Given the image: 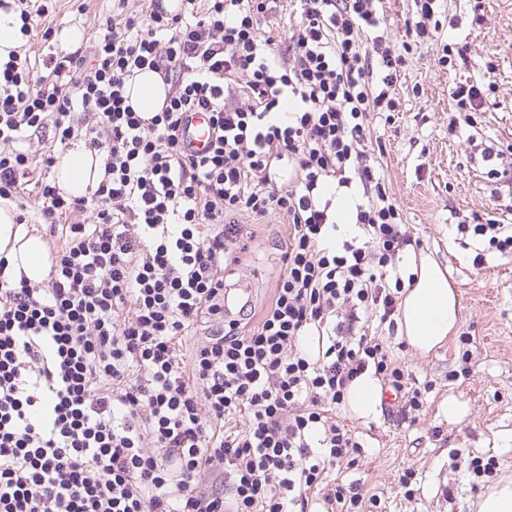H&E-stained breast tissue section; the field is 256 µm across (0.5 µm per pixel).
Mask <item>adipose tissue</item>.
Segmentation results:
<instances>
[{"label": "adipose tissue", "instance_id": "adipose-tissue-1", "mask_svg": "<svg viewBox=\"0 0 512 512\" xmlns=\"http://www.w3.org/2000/svg\"><path fill=\"white\" fill-rule=\"evenodd\" d=\"M127 88L138 112L159 111L167 92L153 72L137 75L128 81ZM52 175L67 195L87 197L104 176V158L77 139L57 152ZM0 254L8 261L5 275L11 281L24 277L37 284L49 274L51 261L44 240L17 223L13 208L4 205H0ZM459 323L457 290L439 265L429 257H420L418 277L405 294L401 309V326L409 345L419 353H428L456 333Z\"/></svg>", "mask_w": 512, "mask_h": 512}]
</instances>
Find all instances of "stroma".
Returning <instances> with one entry per match:
<instances>
[{
	"mask_svg": "<svg viewBox=\"0 0 512 512\" xmlns=\"http://www.w3.org/2000/svg\"><path fill=\"white\" fill-rule=\"evenodd\" d=\"M111 13L112 0H56L48 17L35 18L19 51L43 71L45 29L76 28L82 50L91 53ZM439 19L433 39L407 56L396 85L398 112L392 121L374 120L371 139L387 190L420 238V254L449 273L459 293L460 334L425 355L402 332L385 336L412 385L425 391L421 410L397 419L380 408L361 418L340 406L338 417L352 429L359 452L327 480L360 484L361 512H471L491 478L512 474V255L456 226L461 218L512 226V187L494 186L496 171L512 170V0H441ZM455 44L466 46L465 62L442 65L443 47ZM475 79L494 84L485 109L475 113V127L449 134L448 117L458 110L452 92ZM237 220L256 226L237 278L252 285L258 314L280 271L275 241L286 220L273 213L257 221L246 212ZM463 334L469 344L460 343ZM451 395L466 406L453 425L443 413ZM473 459L490 464L492 476L476 477L468 467ZM407 470L412 478L405 486L400 478Z\"/></svg>",
	"mask_w": 512,
	"mask_h": 512,
	"instance_id": "stroma-1",
	"label": "stroma"
}]
</instances>
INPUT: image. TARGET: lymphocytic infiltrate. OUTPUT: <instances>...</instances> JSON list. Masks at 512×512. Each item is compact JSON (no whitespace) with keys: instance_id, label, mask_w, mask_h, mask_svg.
<instances>
[{"instance_id":"lymphocytic-infiltrate-1","label":"lymphocytic infiltrate","mask_w":512,"mask_h":512,"mask_svg":"<svg viewBox=\"0 0 512 512\" xmlns=\"http://www.w3.org/2000/svg\"><path fill=\"white\" fill-rule=\"evenodd\" d=\"M283 14L285 43L262 28ZM403 65L382 0H149L141 17L113 9L92 57L49 53L42 74L0 60V199L35 175L59 239L44 282L0 275V512H307L314 489L353 512L359 486L324 484L357 447L336 417L348 386L371 370L403 410L424 403L359 326L372 313L396 330L395 259L420 245L370 146ZM145 69L168 87L147 119L125 96ZM196 109L215 132L202 155L183 148ZM49 121L59 144L81 134L103 153L90 198L49 179L53 150L37 171L16 150ZM343 195L356 232L340 239ZM242 211L287 219L252 324L224 317L255 238Z\"/></svg>"}]
</instances>
